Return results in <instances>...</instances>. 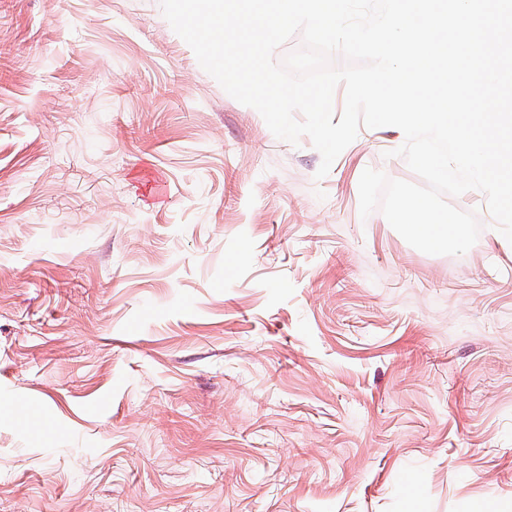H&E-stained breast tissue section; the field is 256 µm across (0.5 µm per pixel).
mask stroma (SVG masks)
I'll list each match as a JSON object with an SVG mask.
<instances>
[{
    "label": "stroma",
    "mask_w": 512,
    "mask_h": 512,
    "mask_svg": "<svg viewBox=\"0 0 512 512\" xmlns=\"http://www.w3.org/2000/svg\"><path fill=\"white\" fill-rule=\"evenodd\" d=\"M160 0H0V512H512V243L359 212Z\"/></svg>",
    "instance_id": "35a3bbf8"
}]
</instances>
